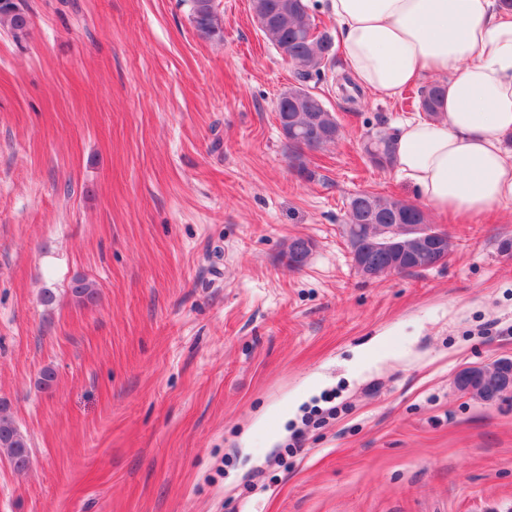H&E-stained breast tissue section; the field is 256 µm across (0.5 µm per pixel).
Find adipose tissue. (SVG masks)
<instances>
[{"label":"adipose tissue","mask_w":512,"mask_h":512,"mask_svg":"<svg viewBox=\"0 0 512 512\" xmlns=\"http://www.w3.org/2000/svg\"><path fill=\"white\" fill-rule=\"evenodd\" d=\"M352 81L382 98L432 78L438 119L395 132L396 167L432 210L466 220L512 203V9L501 0H324Z\"/></svg>","instance_id":"adipose-tissue-1"}]
</instances>
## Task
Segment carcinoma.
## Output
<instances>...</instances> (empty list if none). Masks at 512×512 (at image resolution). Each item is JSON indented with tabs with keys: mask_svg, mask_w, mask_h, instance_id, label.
<instances>
[{
	"mask_svg": "<svg viewBox=\"0 0 512 512\" xmlns=\"http://www.w3.org/2000/svg\"><path fill=\"white\" fill-rule=\"evenodd\" d=\"M191 16L201 36L209 39L224 37L222 23L212 0H191ZM2 24L8 27L14 37L18 38L29 28L30 16L18 0H0V25ZM312 28H317V24L307 0H296V11L291 14L288 27L271 28L264 32V36L273 46L277 47L286 41L291 49L292 68L301 85L288 89V99L285 100L288 106L292 105L290 98L295 95L312 96V92L304 87L303 82L314 75L319 77L324 74L335 57L332 36L326 31H319L311 36L309 30ZM440 96L441 89L435 84L420 90L419 111L428 118L435 117ZM369 140H377L384 144L383 156L378 160H370V163L381 169L394 166V137L380 131L369 137ZM312 141V132L300 129L296 139L288 142L291 158L296 162L297 173L303 177L310 176L302 162V156L305 150L312 149ZM403 224H423L426 230H432L424 211L403 199L366 191L358 192L349 198L345 233L352 248L358 243L367 248L373 241L385 238H397L402 241L405 239V234L401 230ZM440 235V247L434 259L423 267L407 263L404 265L403 273L414 274L426 271L447 260L451 247L450 239L443 231ZM310 252V241L302 237L292 238L286 253L288 267H293L296 255L299 254L306 260ZM69 291L79 304H92L97 298L96 284L85 277L74 278ZM0 456L6 457L16 471H24L30 464L29 439L20 431L3 406L0 407Z\"/></svg>",
	"mask_w": 512,
	"mask_h": 512,
	"instance_id": "obj_1",
	"label": "carcinoma"
}]
</instances>
